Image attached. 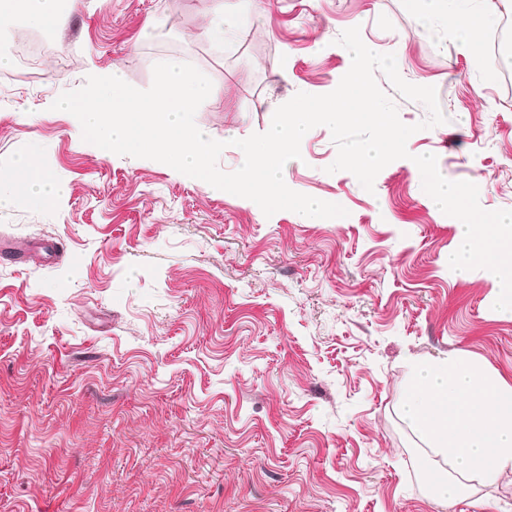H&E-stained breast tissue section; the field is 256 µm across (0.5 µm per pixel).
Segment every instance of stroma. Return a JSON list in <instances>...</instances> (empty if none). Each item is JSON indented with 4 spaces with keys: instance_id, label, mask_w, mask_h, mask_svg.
<instances>
[{
    "instance_id": "stroma-1",
    "label": "stroma",
    "mask_w": 512,
    "mask_h": 512,
    "mask_svg": "<svg viewBox=\"0 0 512 512\" xmlns=\"http://www.w3.org/2000/svg\"><path fill=\"white\" fill-rule=\"evenodd\" d=\"M72 0L56 56L0 82V171L30 150L64 187L57 205L0 209L25 264L0 261V512H512V473L456 500L416 467L447 471L404 421L414 361L456 355L512 384V309L489 270H451L458 219L422 189L413 158L512 209V59L470 42L443 0ZM359 28L404 80L437 90L447 121L366 191L329 172L311 129L283 170L292 190L348 214L265 216L149 159L103 153L52 110L97 70L148 89L155 63L210 78L195 123L225 142L266 132L297 92L349 70L336 40Z\"/></svg>"
}]
</instances>
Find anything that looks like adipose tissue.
I'll return each mask as SVG.
<instances>
[{"label":"adipose tissue","instance_id":"1","mask_svg":"<svg viewBox=\"0 0 512 512\" xmlns=\"http://www.w3.org/2000/svg\"><path fill=\"white\" fill-rule=\"evenodd\" d=\"M60 4L61 0H0V16L17 13L29 28L49 30L58 23ZM61 191V186L30 156L18 161L9 173H0V209L12 206L21 196L31 206L48 209L56 205Z\"/></svg>","mask_w":512,"mask_h":512}]
</instances>
